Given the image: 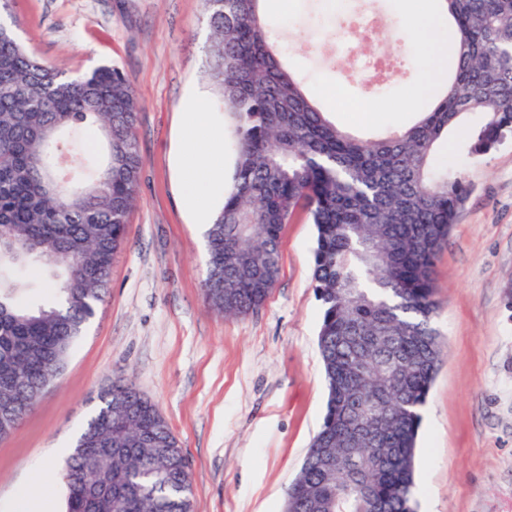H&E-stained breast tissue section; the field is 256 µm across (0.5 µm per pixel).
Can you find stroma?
Returning a JSON list of instances; mask_svg holds the SVG:
<instances>
[{
    "instance_id": "stroma-1",
    "label": "stroma",
    "mask_w": 512,
    "mask_h": 512,
    "mask_svg": "<svg viewBox=\"0 0 512 512\" xmlns=\"http://www.w3.org/2000/svg\"><path fill=\"white\" fill-rule=\"evenodd\" d=\"M341 12L363 24L341 54L323 0H288L267 21L344 128L369 137L413 123L405 94L420 74L413 45L397 34L396 0H345ZM7 15L48 64L74 76L106 64L128 74L142 103V165L104 301L57 386L0 441V512H20L34 493L64 512L63 481L44 485L36 474L49 462L62 467L58 448L119 378L158 406L186 452L194 512H284L327 399L312 279L317 232L302 211L284 225L279 280L253 314L227 316L205 301V232L185 210L173 166L191 88L207 93L225 166L236 142L205 76L203 0H9ZM372 38L399 60L389 78L351 66L366 60ZM467 142L460 129L435 153L438 169L464 177L471 193L435 266L445 354L421 409L418 512H512V138L484 156Z\"/></svg>"
}]
</instances>
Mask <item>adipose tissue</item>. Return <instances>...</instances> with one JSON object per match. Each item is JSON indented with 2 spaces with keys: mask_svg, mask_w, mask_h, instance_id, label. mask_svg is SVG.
Wrapping results in <instances>:
<instances>
[{
  "mask_svg": "<svg viewBox=\"0 0 512 512\" xmlns=\"http://www.w3.org/2000/svg\"><path fill=\"white\" fill-rule=\"evenodd\" d=\"M407 30L418 49L423 80L410 98L418 100L447 74L445 34L448 24L437 0H398ZM202 96L192 93L183 114V139L178 166L184 177L185 204L198 222H206L214 196L224 192L223 145L214 135L210 116L201 106Z\"/></svg>",
  "mask_w": 512,
  "mask_h": 512,
  "instance_id": "obj_1",
  "label": "adipose tissue"
}]
</instances>
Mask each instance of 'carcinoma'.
I'll return each instance as SVG.
<instances>
[{
    "label": "carcinoma",
    "mask_w": 512,
    "mask_h": 512,
    "mask_svg": "<svg viewBox=\"0 0 512 512\" xmlns=\"http://www.w3.org/2000/svg\"><path fill=\"white\" fill-rule=\"evenodd\" d=\"M446 4L452 69L401 130L364 139L336 124L282 58L261 0H204L206 76L232 122L236 158L206 232L203 291L229 316L263 305L279 240L298 210L317 228L313 280L328 399L285 512H416L420 409L443 344L434 267L470 185L431 166L478 112L470 152L512 137V0ZM0 20V419L15 426L58 384L126 240L141 156V104L116 64L82 76L47 64ZM96 127L102 166L62 165ZM39 268L56 300L30 305ZM65 462V512H193L190 463L155 403L118 380L101 391ZM101 448L125 453L104 459ZM345 455L343 466L326 461ZM102 473H93L87 458Z\"/></svg>",
    "instance_id": "1"
}]
</instances>
